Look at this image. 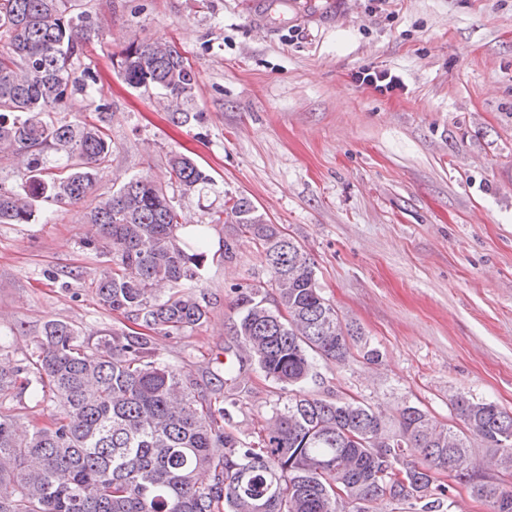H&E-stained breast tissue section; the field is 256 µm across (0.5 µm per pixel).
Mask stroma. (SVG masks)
<instances>
[{
	"mask_svg": "<svg viewBox=\"0 0 512 512\" xmlns=\"http://www.w3.org/2000/svg\"><path fill=\"white\" fill-rule=\"evenodd\" d=\"M101 30L81 57L110 105L113 150L94 195L146 176L181 220L207 225L195 293L205 322L151 333L159 358L203 391L241 351L236 287L274 299L262 249L214 223L249 197L315 264L317 286L378 361L317 359L306 393L353 398L389 421L407 405L439 423L458 394L512 410V0H83ZM174 42L196 73V119L174 125L159 94L129 87L112 60L131 40ZM401 85L360 84L361 69ZM214 179L172 183L167 158ZM0 224V360L30 358L48 321L84 338L127 320L92 283L108 254L83 244L86 205L43 202ZM233 427L255 439L288 393L247 359ZM171 179L174 178L183 194L202 193L213 185L214 179L197 159L172 152L169 157Z\"/></svg>",
	"mask_w": 512,
	"mask_h": 512,
	"instance_id": "stroma-1",
	"label": "stroma"
}]
</instances>
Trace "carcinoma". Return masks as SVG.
Wrapping results in <instances>:
<instances>
[{"label": "carcinoma", "instance_id": "carcinoma-1", "mask_svg": "<svg viewBox=\"0 0 512 512\" xmlns=\"http://www.w3.org/2000/svg\"><path fill=\"white\" fill-rule=\"evenodd\" d=\"M81 6L0 0V152L26 158L24 182L0 184V224L33 223L40 200L84 201L112 154L110 104L98 96L97 74L77 71L99 37ZM113 67L128 86L169 100L173 123L188 122L196 75L176 44L133 41ZM78 97L94 105L96 121L51 119ZM52 161L61 171L49 177ZM169 166L185 194L213 185L189 155L171 153ZM230 201L213 222L227 215L262 247L276 290L270 306L258 289L239 292L242 349L284 387L306 382L318 357L344 363L355 331L321 295L308 254L251 199ZM86 217L93 232L85 245L112 256L94 283L101 308L168 336L202 323L207 311L193 288L205 236L179 238L165 188L134 176L96 198ZM160 283L171 289L164 298ZM4 393L52 410L49 423L23 434L18 417L0 413V512H371L385 498L404 512H440L459 485L488 512H512V414L463 395L452 399L459 427L408 405L389 431L360 401L298 390L247 442L229 429L233 394H195L190 376L161 363L148 337L114 329L90 345L62 321L46 323L34 356L0 366ZM474 439L500 478L476 470ZM445 472L452 482L441 480Z\"/></svg>", "mask_w": 512, "mask_h": 512}]
</instances>
